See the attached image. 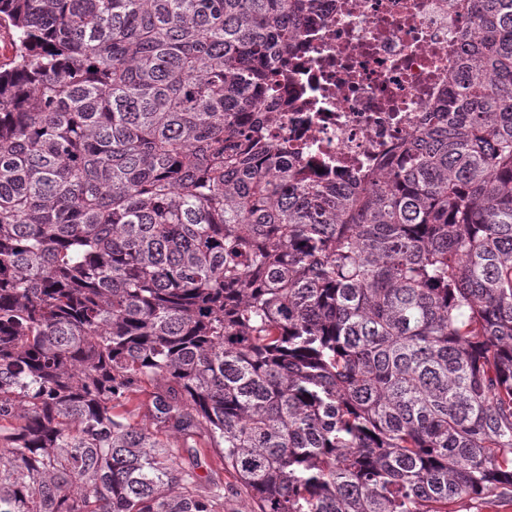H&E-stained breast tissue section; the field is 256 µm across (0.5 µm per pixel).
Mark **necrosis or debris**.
Returning a JSON list of instances; mask_svg holds the SVG:
<instances>
[{
	"instance_id": "4bbe7bcc",
	"label": "necrosis or debris",
	"mask_w": 512,
	"mask_h": 512,
	"mask_svg": "<svg viewBox=\"0 0 512 512\" xmlns=\"http://www.w3.org/2000/svg\"><path fill=\"white\" fill-rule=\"evenodd\" d=\"M470 0H308L271 127L324 187L376 169L460 76Z\"/></svg>"
}]
</instances>
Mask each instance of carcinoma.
I'll use <instances>...</instances> for the list:
<instances>
[{"mask_svg":"<svg viewBox=\"0 0 512 512\" xmlns=\"http://www.w3.org/2000/svg\"><path fill=\"white\" fill-rule=\"evenodd\" d=\"M305 12L0 0V512H224L170 431L256 512L512 507V0L330 189L269 135ZM156 391L152 385L142 384L136 393L135 407L137 409L132 416V421L140 425L149 426L151 421L149 416V409L151 407L153 393ZM172 435L169 442L179 456L183 467L188 468L194 461L195 473L204 481L209 476L219 479L224 487V512H245L251 507V498L248 490L238 481L235 473L229 468H224V461L218 450L213 448L206 438H196V443L190 441L188 445L193 448H185L181 438ZM178 449V451H177ZM189 450V451H188Z\"/></svg>","mask_w":512,"mask_h":512,"instance_id":"carcinoma-1","label":"carcinoma"}]
</instances>
